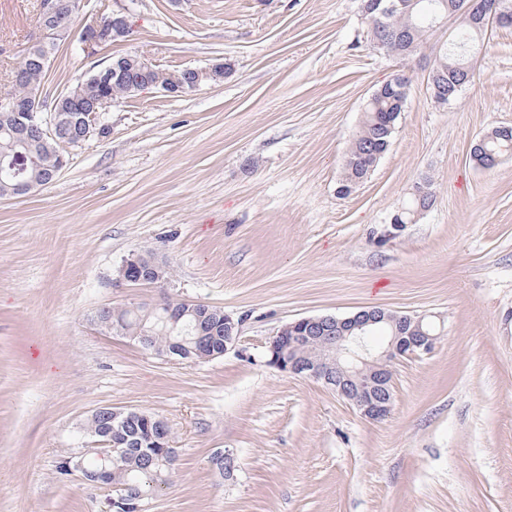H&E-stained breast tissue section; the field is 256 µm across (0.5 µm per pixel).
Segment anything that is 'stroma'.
Returning <instances> with one entry per match:
<instances>
[{
	"mask_svg": "<svg viewBox=\"0 0 512 512\" xmlns=\"http://www.w3.org/2000/svg\"><path fill=\"white\" fill-rule=\"evenodd\" d=\"M120 4L130 36L51 62L46 101L138 52L163 68L230 64L182 97L116 102L108 132L68 148L51 184L0 197V512H107L105 488L61 474L101 406L167 421L178 464L144 512H512V156L477 167L473 145L512 125V28L469 58L455 100L433 98V49L373 50L359 0H83ZM39 0H0V84L39 36ZM411 81L371 176L338 194L373 91ZM434 201L397 236L413 185ZM152 253L162 285L120 281ZM241 317L235 348L163 358L100 326L98 312L162 298ZM379 307L436 316L435 350L393 365L387 418L269 366L289 322ZM237 458L233 476L217 452Z\"/></svg>",
	"mask_w": 512,
	"mask_h": 512,
	"instance_id": "1",
	"label": "stroma"
}]
</instances>
